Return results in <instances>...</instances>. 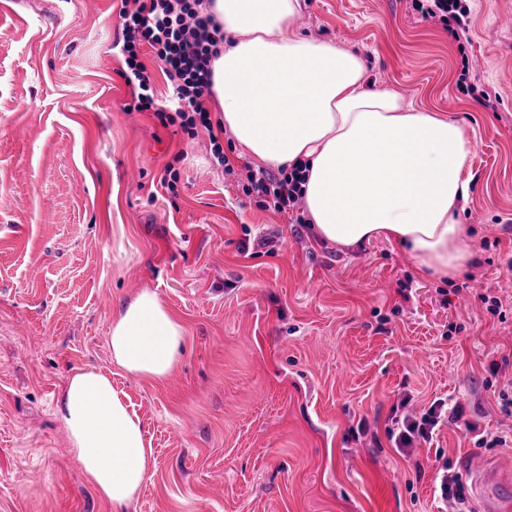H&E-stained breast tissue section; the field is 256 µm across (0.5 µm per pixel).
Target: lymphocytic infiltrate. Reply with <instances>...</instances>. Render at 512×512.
<instances>
[{
  "label": "lymphocytic infiltrate",
  "mask_w": 512,
  "mask_h": 512,
  "mask_svg": "<svg viewBox=\"0 0 512 512\" xmlns=\"http://www.w3.org/2000/svg\"><path fill=\"white\" fill-rule=\"evenodd\" d=\"M119 37L122 68L131 88L133 110L151 113L162 126L177 125L189 137L213 128L204 106L212 94V61L218 57L224 32L207 11L206 0H120ZM149 46L165 76L169 95L158 99L153 78L141 59L142 46ZM213 161L232 170L233 165L217 136L209 138ZM243 190L260 207L277 213H295L302 199L301 171H247Z\"/></svg>",
  "instance_id": "1"
}]
</instances>
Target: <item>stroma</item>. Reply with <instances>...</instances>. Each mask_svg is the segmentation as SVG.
<instances>
[{"label":"stroma","instance_id":"obj_1","mask_svg":"<svg viewBox=\"0 0 512 512\" xmlns=\"http://www.w3.org/2000/svg\"><path fill=\"white\" fill-rule=\"evenodd\" d=\"M113 2L0 10V512H112L56 413L85 367L111 373L153 450L127 512H446L443 468L482 512L466 463L512 474V446L475 437L512 434V0H463L462 38L415 0H306L296 22L471 132L474 258L448 282L394 242L343 249L259 207L230 131L228 173L207 134L126 112ZM144 289L187 329L160 383L108 347ZM437 400L459 417L396 448L393 418Z\"/></svg>","mask_w":512,"mask_h":512}]
</instances>
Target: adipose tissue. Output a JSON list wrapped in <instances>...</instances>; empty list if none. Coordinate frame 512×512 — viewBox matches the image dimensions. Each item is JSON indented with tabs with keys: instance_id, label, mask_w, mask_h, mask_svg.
Here are the masks:
<instances>
[{
	"instance_id": "obj_1",
	"label": "adipose tissue",
	"mask_w": 512,
	"mask_h": 512,
	"mask_svg": "<svg viewBox=\"0 0 512 512\" xmlns=\"http://www.w3.org/2000/svg\"><path fill=\"white\" fill-rule=\"evenodd\" d=\"M305 0H211L228 40L212 63L213 99L257 166L304 171L305 211L319 239L354 248L398 243L418 271L451 280L467 266L459 203L472 152L469 131L436 112L369 88L356 53L295 28ZM182 321L146 289L112 322L113 362L161 382L179 361ZM74 457L112 512H126L152 451L140 419L95 368L76 370L58 407Z\"/></svg>"
}]
</instances>
